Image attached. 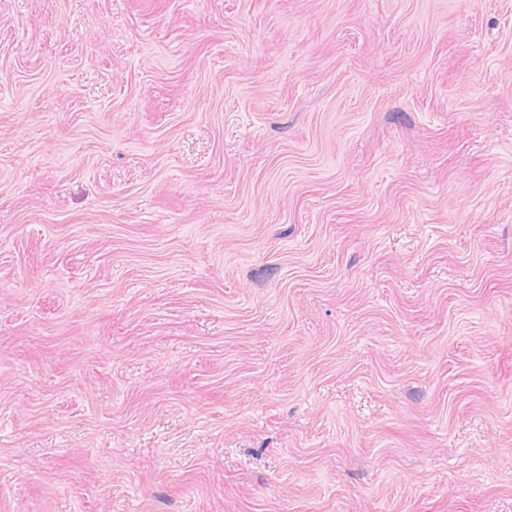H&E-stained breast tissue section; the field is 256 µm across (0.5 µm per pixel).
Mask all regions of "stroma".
Returning <instances> with one entry per match:
<instances>
[{
	"instance_id": "1",
	"label": "stroma",
	"mask_w": 512,
	"mask_h": 512,
	"mask_svg": "<svg viewBox=\"0 0 512 512\" xmlns=\"http://www.w3.org/2000/svg\"><path fill=\"white\" fill-rule=\"evenodd\" d=\"M0 512H512V0H0Z\"/></svg>"
}]
</instances>
